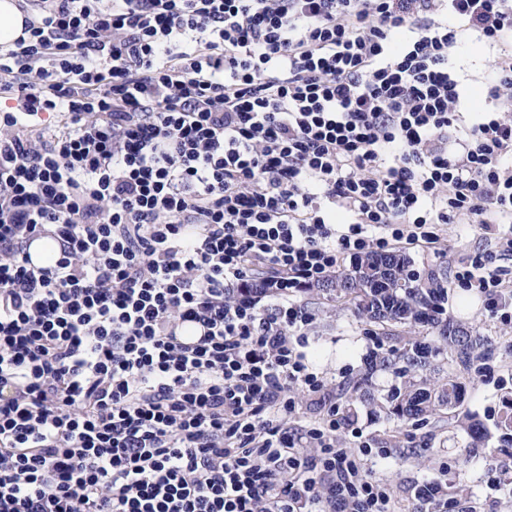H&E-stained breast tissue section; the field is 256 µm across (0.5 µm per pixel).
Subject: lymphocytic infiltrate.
<instances>
[{"label": "lymphocytic infiltrate", "instance_id": "f902f5d3", "mask_svg": "<svg viewBox=\"0 0 512 512\" xmlns=\"http://www.w3.org/2000/svg\"><path fill=\"white\" fill-rule=\"evenodd\" d=\"M97 3L0 53V512H393L297 295L463 221L451 285L512 324V0ZM484 57L485 51L476 45L465 48L458 57V65L470 75V80L467 83V94L475 110L484 106L481 88V65ZM63 122V117L56 114H42L41 119L27 123L19 131L30 139L38 140L48 131L61 129Z\"/></svg>", "mask_w": 512, "mask_h": 512}]
</instances>
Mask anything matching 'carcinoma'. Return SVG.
Instances as JSON below:
<instances>
[{"label": "carcinoma", "instance_id": "carcinoma-1", "mask_svg": "<svg viewBox=\"0 0 512 512\" xmlns=\"http://www.w3.org/2000/svg\"><path fill=\"white\" fill-rule=\"evenodd\" d=\"M307 291L343 299L358 316L376 324H423L437 332L440 346L415 338L401 349L375 355V364L401 379L382 403L388 417L424 419L459 405L462 385L456 378L438 384L423 376L443 349L458 370H469L474 351L483 342L473 331L448 320V275L433 269L422 273L401 253L370 254Z\"/></svg>", "mask_w": 512, "mask_h": 512}]
</instances>
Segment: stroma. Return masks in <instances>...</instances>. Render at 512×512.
<instances>
[{
	"label": "stroma",
	"instance_id": "stroma-1",
	"mask_svg": "<svg viewBox=\"0 0 512 512\" xmlns=\"http://www.w3.org/2000/svg\"><path fill=\"white\" fill-rule=\"evenodd\" d=\"M485 243L475 226L448 224L437 251L409 248L405 254L416 269L426 271L447 266L449 257ZM298 298L315 315L305 352L328 389L335 393L337 406H344L346 392L357 379L362 380L363 391L371 395L370 400L358 405L357 417L373 447L388 452L373 465L371 474L386 483L396 512H415V494L427 482L462 490L465 500L478 503L482 512H512V490L490 488L481 468L482 461L498 455L503 444L501 417L512 401V327L491 318L479 302H464L459 290L449 291L448 318L476 328L484 339L482 354L500 375L499 380L485 382L475 372L458 373L445 355L433 361L436 378L458 376L465 388L462 411L473 416L488 433L485 445L470 448L469 461L462 464L457 453L460 448L470 447V438L456 427L453 411H442L424 422L398 421L387 418L377 404L398 379L391 371L371 367L373 354L382 348L402 347L412 335L434 341L435 331L423 325L412 330L400 324L381 327L359 319L343 301L306 292L299 293Z\"/></svg>",
	"mask_w": 512,
	"mask_h": 512
}]
</instances>
